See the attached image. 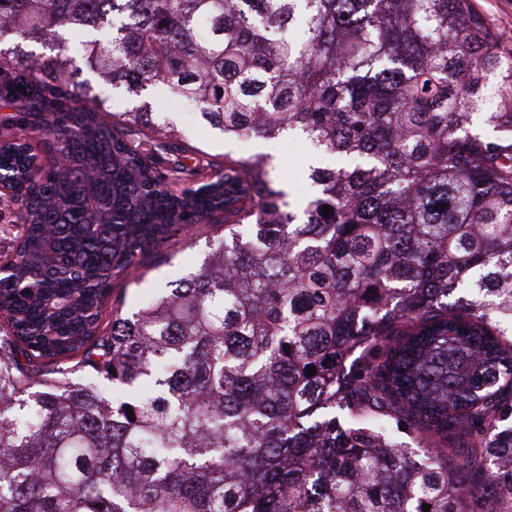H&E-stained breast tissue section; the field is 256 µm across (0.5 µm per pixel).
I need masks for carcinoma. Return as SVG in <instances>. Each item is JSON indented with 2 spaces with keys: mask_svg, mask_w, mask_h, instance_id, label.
<instances>
[{
  "mask_svg": "<svg viewBox=\"0 0 512 512\" xmlns=\"http://www.w3.org/2000/svg\"><path fill=\"white\" fill-rule=\"evenodd\" d=\"M73 28L115 88L333 157L303 217L264 155L177 191L110 120L157 110L71 105ZM0 37V512H512V36L474 0H0ZM195 224L201 268L102 324ZM0 262L13 256L21 227L20 202L11 199L12 192L0 184Z\"/></svg>",
  "mask_w": 512,
  "mask_h": 512,
  "instance_id": "obj_1",
  "label": "carcinoma"
}]
</instances>
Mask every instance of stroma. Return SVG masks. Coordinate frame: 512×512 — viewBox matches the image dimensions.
I'll return each instance as SVG.
<instances>
[{"label":"stroma","mask_w":512,"mask_h":512,"mask_svg":"<svg viewBox=\"0 0 512 512\" xmlns=\"http://www.w3.org/2000/svg\"><path fill=\"white\" fill-rule=\"evenodd\" d=\"M95 92L111 97L112 109L123 112L149 103L165 107V117L178 134L168 140L169 150L159 147L161 135L132 124L123 128L125 137L134 142L155 168L177 185L212 179L214 165L224 157L247 158L266 154L270 170L284 186L291 205L306 204L313 193L312 185L306 184L300 168L303 160L313 156V149L298 135L285 134L273 140L261 138L227 139L208 126L197 112H181L168 108L167 98L161 89L155 88L135 96L124 89H114L99 77L83 71ZM216 235L213 227L199 224L180 230L161 255H148L139 270L117 283L106 302L128 315L154 294L167 288L171 281L200 269Z\"/></svg>","instance_id":"35a3bbf8"}]
</instances>
